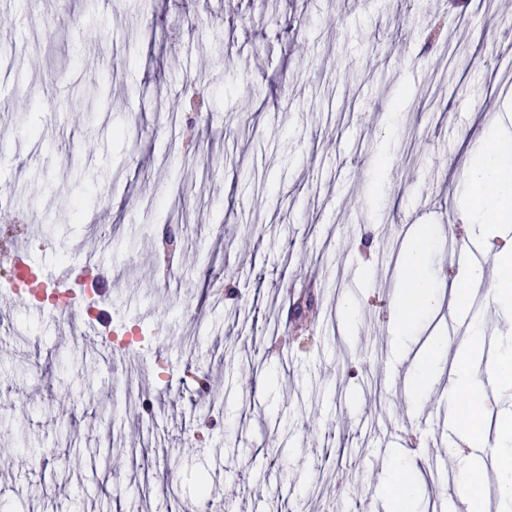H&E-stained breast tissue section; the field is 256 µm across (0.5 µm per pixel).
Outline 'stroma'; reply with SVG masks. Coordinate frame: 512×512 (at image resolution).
<instances>
[{
  "label": "stroma",
  "instance_id": "1",
  "mask_svg": "<svg viewBox=\"0 0 512 512\" xmlns=\"http://www.w3.org/2000/svg\"><path fill=\"white\" fill-rule=\"evenodd\" d=\"M510 68L512 0H0L5 219L44 265L95 249L111 324L153 311L147 365H110L80 316L0 303V512H390L391 459L460 433L389 371L447 336V288L397 340L381 308L423 225L432 270L468 246L493 270L497 240L453 218L481 214L459 180ZM500 405L512 387L474 402L491 443ZM463 467L429 468L419 512Z\"/></svg>",
  "mask_w": 512,
  "mask_h": 512
}]
</instances>
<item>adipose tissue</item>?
Instances as JSON below:
<instances>
[{"label": "adipose tissue", "instance_id": "adipose-tissue-1", "mask_svg": "<svg viewBox=\"0 0 512 512\" xmlns=\"http://www.w3.org/2000/svg\"><path fill=\"white\" fill-rule=\"evenodd\" d=\"M497 123L501 132L498 143L486 153L481 164L471 165L465 171L468 188L481 194L485 201L483 219L491 230L512 222V112L499 113ZM428 254L429 244L422 239L405 260L401 300L391 313L400 332L412 329L417 313L433 311L438 305L433 289L434 276L428 269ZM481 337V331H472L462 344L460 358L452 368L453 383L448 395V410L469 444L476 439L473 405L483 374L493 373L502 384L512 382L511 350H502L487 368L477 364L472 346ZM448 454L456 459L467 458L468 466L461 472L456 488L465 512H478L483 495L480 479L483 460L466 455L464 449L457 447L449 449ZM425 464L424 457L411 452L395 458L384 475L388 488L395 491L393 512H413L415 505L408 491L419 481Z\"/></svg>", "mask_w": 512, "mask_h": 512}]
</instances>
